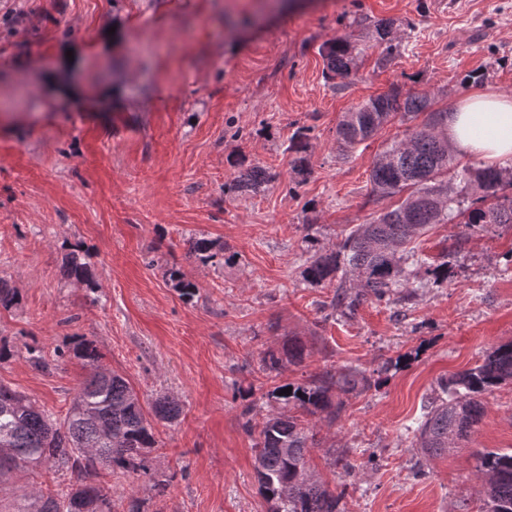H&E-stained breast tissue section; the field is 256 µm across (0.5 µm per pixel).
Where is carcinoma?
Listing matches in <instances>:
<instances>
[{
    "mask_svg": "<svg viewBox=\"0 0 512 512\" xmlns=\"http://www.w3.org/2000/svg\"><path fill=\"white\" fill-rule=\"evenodd\" d=\"M387 22L374 25L373 45L383 59L398 44L390 37ZM357 45L341 36L323 45L326 78L345 77L355 69ZM431 99L419 92H389L364 101L345 113L336 129L338 149L348 152L373 137L396 116L413 120L425 115L421 125L408 131L377 154L371 170L373 193L381 197L404 195L398 204L367 224L350 230L336 247L326 248L305 237L310 253L302 271L312 285L336 283V291L324 308L329 315L351 313L363 300H382L394 293L402 299L413 291L411 267L425 269L434 278H448V269L428 262L413 243L433 224H463L482 232L491 224H512V170L464 166L451 171L453 150L444 133L448 113L432 111ZM309 129L296 131L288 151L295 154L297 174H311L308 157ZM275 180L268 169L254 165L241 172L224 193L231 196L257 193ZM191 252L202 263L222 265L224 247L203 235L190 238ZM64 272L78 284L93 286L88 254L78 245L65 256ZM166 277L182 297L192 300L197 286L176 264ZM18 292L0 278V307L19 304ZM75 357L92 367L79 386L63 420L59 421L26 394L0 382V478L17 471H36L49 466L58 480L44 490L22 495L23 503L12 512H112V492L93 485L98 471L122 473L147 471L145 459L157 447L153 422L172 423L180 415L179 403L158 397L145 412L125 378L99 365L100 354L90 341L73 348ZM304 343L290 338L279 350L265 352L263 368L278 373L283 362L300 364ZM366 371L346 368L327 371L307 384H281L267 394L278 404L257 438V475L272 512H338L341 495L332 492L308 468L306 455L314 445L305 417H340L343 401L333 394L367 391ZM512 384V342L495 347L482 363L460 371L441 383L444 397L432 403L416 429V445L433 458L456 448L480 423L483 397ZM292 387L291 394L281 390ZM477 476L482 481L484 512H512V452L480 451Z\"/></svg>",
    "mask_w": 512,
    "mask_h": 512,
    "instance_id": "carcinoma-1",
    "label": "carcinoma"
}]
</instances>
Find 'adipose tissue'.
<instances>
[{"instance_id": "adipose-tissue-1", "label": "adipose tissue", "mask_w": 512, "mask_h": 512, "mask_svg": "<svg viewBox=\"0 0 512 512\" xmlns=\"http://www.w3.org/2000/svg\"><path fill=\"white\" fill-rule=\"evenodd\" d=\"M448 143L455 152L512 168V96L477 93L448 117Z\"/></svg>"}]
</instances>
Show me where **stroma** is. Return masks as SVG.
Listing matches in <instances>:
<instances>
[{
    "instance_id": "obj_1",
    "label": "stroma",
    "mask_w": 512,
    "mask_h": 512,
    "mask_svg": "<svg viewBox=\"0 0 512 512\" xmlns=\"http://www.w3.org/2000/svg\"><path fill=\"white\" fill-rule=\"evenodd\" d=\"M456 2L0 0V276L20 295L0 308V345L13 352L0 382L65 416L90 373L71 352L84 337L142 402L168 394L182 408L155 426L149 475L101 472L116 512L133 498L142 512H270L243 407L259 424L277 385L385 362L381 385L346 395L335 423L310 421L309 464L340 494L339 512H483L474 455L512 452V385L485 396L480 424L447 455L424 459L414 431L441 381L512 342V228L433 225L415 245L448 277L418 273L404 303L370 299L328 319L333 287L302 278L304 236L334 246L393 204L369 175L405 123L343 154L344 112L394 86L437 110L477 90L512 96V0ZM379 22L400 45L385 62L367 37ZM348 33L357 71L327 80L319 49ZM301 128L303 181L288 150ZM244 164L277 179L225 195ZM194 233L235 262L189 257ZM76 245L96 287L64 273ZM173 263L196 283L193 300L168 283ZM291 337L304 361L268 375L265 352ZM30 345L49 370L30 364ZM308 129L302 128L296 131L290 139L288 150L296 157L292 160L295 171L304 179L311 174V166L308 157L309 140Z\"/></svg>"
}]
</instances>
